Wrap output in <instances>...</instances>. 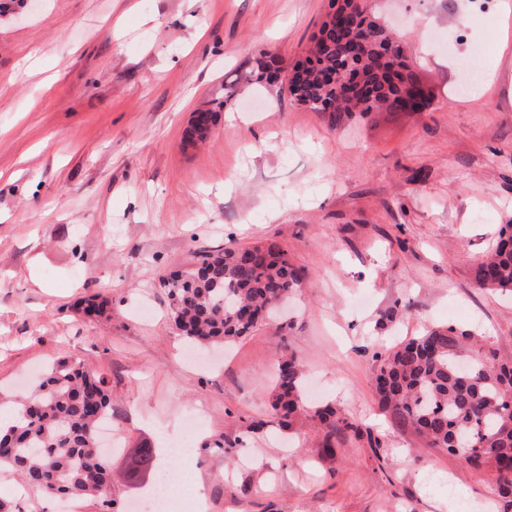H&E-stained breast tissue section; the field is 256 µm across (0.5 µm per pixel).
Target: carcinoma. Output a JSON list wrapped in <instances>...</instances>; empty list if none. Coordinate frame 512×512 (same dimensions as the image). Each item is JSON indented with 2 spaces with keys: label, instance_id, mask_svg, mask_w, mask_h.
Instances as JSON below:
<instances>
[{
  "label": "carcinoma",
  "instance_id": "obj_1",
  "mask_svg": "<svg viewBox=\"0 0 512 512\" xmlns=\"http://www.w3.org/2000/svg\"><path fill=\"white\" fill-rule=\"evenodd\" d=\"M391 36L382 25H369L358 63L348 69L349 31L324 23L295 76L292 100L314 112L330 104L333 126L350 112L405 110L404 94L418 79L408 60L378 50ZM241 79L271 83L266 56L245 77L224 84V100L235 96ZM217 120L213 110L196 112L190 137L206 140ZM302 281L274 240L201 250L186 271L171 275L168 310L189 342L227 343L250 335ZM474 281L479 288L512 291V224L501 228ZM473 339L447 326L410 338L381 358L375 392L381 407L428 446L460 456L474 470L493 471L499 495L512 497V362L491 349L471 352ZM303 392L302 364L290 355L276 373L272 409L280 425H290L303 410ZM12 403L13 424L0 434V470L16 475L27 492L90 500L99 512H112V472L93 446L100 422L112 415L106 379L81 361H63L44 374L30 397Z\"/></svg>",
  "mask_w": 512,
  "mask_h": 512
}]
</instances>
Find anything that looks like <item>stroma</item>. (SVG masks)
<instances>
[{
    "instance_id": "stroma-1",
    "label": "stroma",
    "mask_w": 512,
    "mask_h": 512,
    "mask_svg": "<svg viewBox=\"0 0 512 512\" xmlns=\"http://www.w3.org/2000/svg\"><path fill=\"white\" fill-rule=\"evenodd\" d=\"M338 3L0 0V395L65 359L106 377L115 512L151 488L126 479L132 452L181 439L190 410L170 475L195 473L213 512H512L491 473L382 411L372 382L381 353L434 326L512 358V294L474 284L512 224V18L499 0L375 9L409 45L424 112L334 127L274 86L225 100V74L259 53L290 71ZM460 57L477 75L465 93ZM211 108V136L186 146ZM269 240L302 288L246 338L200 349L207 368L187 363L161 280L200 248ZM93 294L103 315L83 311ZM289 352L311 396L284 428L270 399ZM327 403L345 420L332 455Z\"/></svg>"
}]
</instances>
